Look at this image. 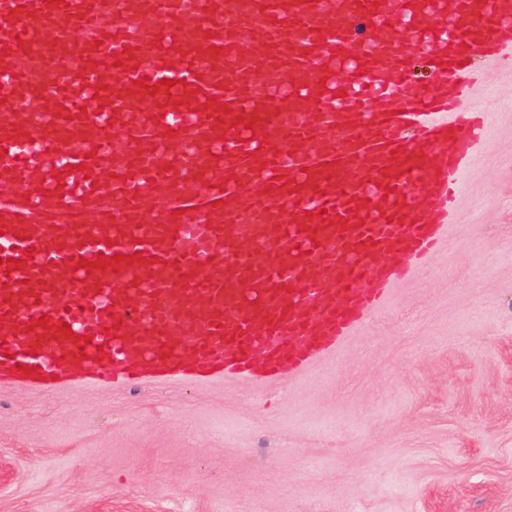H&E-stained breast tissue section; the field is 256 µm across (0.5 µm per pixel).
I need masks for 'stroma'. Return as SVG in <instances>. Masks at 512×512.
Here are the masks:
<instances>
[{"instance_id":"35a3bbf8","label":"stroma","mask_w":512,"mask_h":512,"mask_svg":"<svg viewBox=\"0 0 512 512\" xmlns=\"http://www.w3.org/2000/svg\"><path fill=\"white\" fill-rule=\"evenodd\" d=\"M459 220L333 359L259 388L0 387V512H512V79Z\"/></svg>"}]
</instances>
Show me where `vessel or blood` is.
<instances>
[{
    "label": "vessel or blood",
    "mask_w": 512,
    "mask_h": 512,
    "mask_svg": "<svg viewBox=\"0 0 512 512\" xmlns=\"http://www.w3.org/2000/svg\"><path fill=\"white\" fill-rule=\"evenodd\" d=\"M118 2L0 0V386L302 375L456 223L512 0Z\"/></svg>",
    "instance_id": "obj_1"
}]
</instances>
